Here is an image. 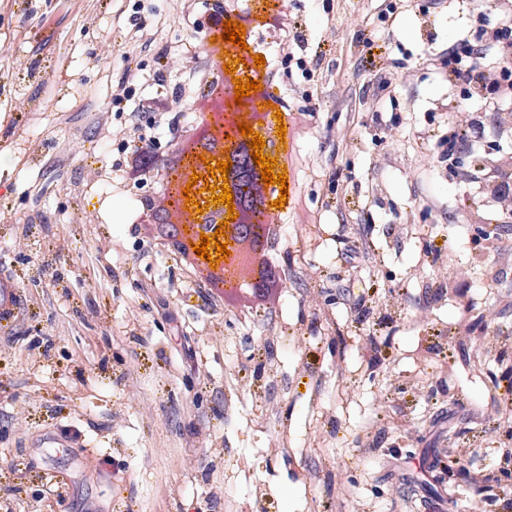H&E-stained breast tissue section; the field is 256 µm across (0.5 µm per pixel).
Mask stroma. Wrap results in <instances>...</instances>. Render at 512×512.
Instances as JSON below:
<instances>
[{
    "label": "stroma",
    "instance_id": "stroma-1",
    "mask_svg": "<svg viewBox=\"0 0 512 512\" xmlns=\"http://www.w3.org/2000/svg\"><path fill=\"white\" fill-rule=\"evenodd\" d=\"M113 5L0 0V57L55 62L24 83L0 69V197L13 208L0 280L15 285L0 319V512H256L259 487L269 512H465L475 485L454 498L419 486L452 453L492 476L512 457L493 425L512 422L498 362L448 336L464 315L512 338V261L474 235L486 226L512 249L485 186L494 159L512 161V102L470 99L487 136L449 165L461 90L440 60L512 0H291L258 16L266 91L301 135L277 154L285 293L248 316L145 230L138 196L155 178L130 174L125 144L144 135L170 155L171 110L139 106L157 95L147 49L113 104L125 72ZM277 18L300 59L283 56ZM92 169L100 188L86 186ZM448 263L470 274L443 295ZM371 285L386 295L362 317L344 291Z\"/></svg>",
    "mask_w": 512,
    "mask_h": 512
}]
</instances>
